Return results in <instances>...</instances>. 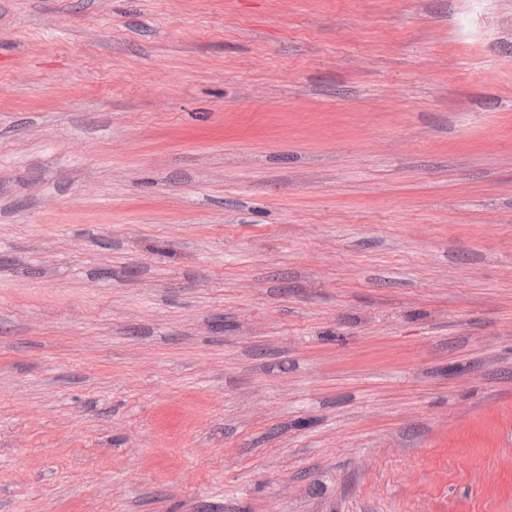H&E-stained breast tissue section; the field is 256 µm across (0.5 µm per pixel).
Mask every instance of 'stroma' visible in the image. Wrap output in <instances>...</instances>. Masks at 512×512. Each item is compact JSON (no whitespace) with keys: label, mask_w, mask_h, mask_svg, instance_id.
Masks as SVG:
<instances>
[{"label":"stroma","mask_w":512,"mask_h":512,"mask_svg":"<svg viewBox=\"0 0 512 512\" xmlns=\"http://www.w3.org/2000/svg\"><path fill=\"white\" fill-rule=\"evenodd\" d=\"M0 512H512V0H0Z\"/></svg>","instance_id":"35a3bbf8"}]
</instances>
